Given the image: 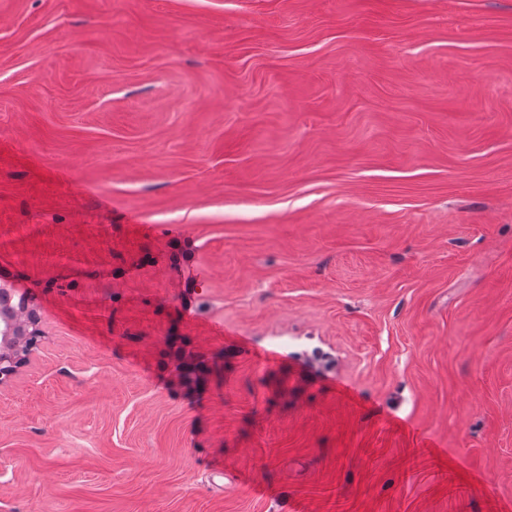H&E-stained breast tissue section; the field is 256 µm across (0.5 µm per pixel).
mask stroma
<instances>
[{
	"label": "stroma",
	"mask_w": 512,
	"mask_h": 512,
	"mask_svg": "<svg viewBox=\"0 0 512 512\" xmlns=\"http://www.w3.org/2000/svg\"><path fill=\"white\" fill-rule=\"evenodd\" d=\"M0 512H512V0H0ZM33 345L18 344L10 352L0 353V384L10 379L16 371L17 365L30 353Z\"/></svg>",
	"instance_id": "35a3bbf8"
}]
</instances>
